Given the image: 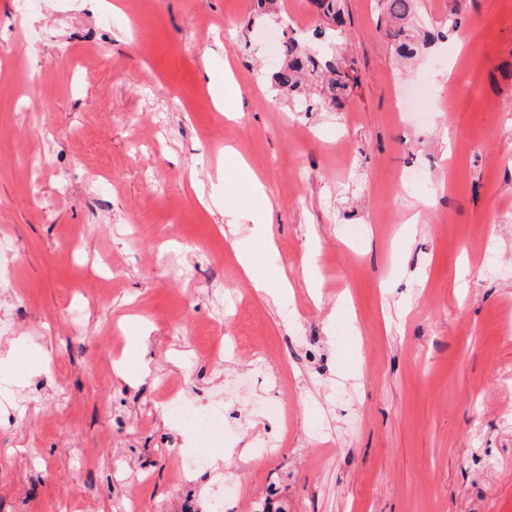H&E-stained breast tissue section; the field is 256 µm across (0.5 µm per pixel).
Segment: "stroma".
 <instances>
[{
  "label": "stroma",
  "instance_id": "stroma-1",
  "mask_svg": "<svg viewBox=\"0 0 512 512\" xmlns=\"http://www.w3.org/2000/svg\"><path fill=\"white\" fill-rule=\"evenodd\" d=\"M19 2L0 0V512H512V0H417L436 40L408 63L382 0H342L358 82L337 112L279 101L254 0ZM279 17L324 24L311 0ZM424 88L426 121L398 111ZM268 202L270 247L241 218ZM228 336L243 348L212 362ZM163 375L226 419L220 466L180 488L194 443L160 415Z\"/></svg>",
  "mask_w": 512,
  "mask_h": 512
}]
</instances>
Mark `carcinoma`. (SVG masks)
<instances>
[{"label": "carcinoma", "instance_id": "carcinoma-1", "mask_svg": "<svg viewBox=\"0 0 512 512\" xmlns=\"http://www.w3.org/2000/svg\"><path fill=\"white\" fill-rule=\"evenodd\" d=\"M416 0H387L388 35L401 57L411 59L430 44V34L419 38L409 32L408 20ZM320 13L334 23L341 16L340 0H313ZM279 66L271 75L278 91L288 96L298 112H330L343 105L353 78L327 48L307 49L282 32Z\"/></svg>", "mask_w": 512, "mask_h": 512}]
</instances>
